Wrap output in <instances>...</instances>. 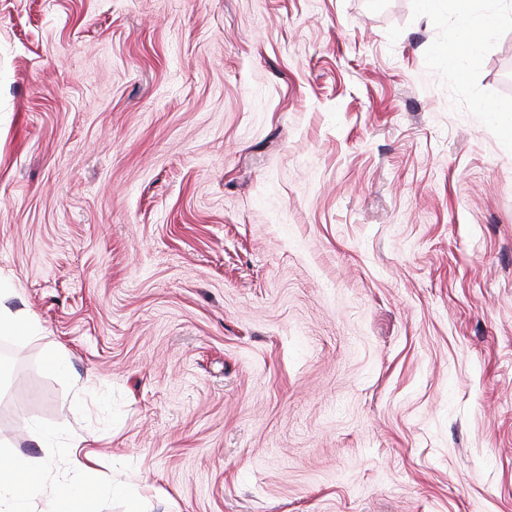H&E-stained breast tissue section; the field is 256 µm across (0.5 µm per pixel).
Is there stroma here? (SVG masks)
<instances>
[{"label": "stroma", "mask_w": 512, "mask_h": 512, "mask_svg": "<svg viewBox=\"0 0 512 512\" xmlns=\"http://www.w3.org/2000/svg\"><path fill=\"white\" fill-rule=\"evenodd\" d=\"M0 0V451L83 512H512V21ZM448 4V11L456 16L461 26L463 48L474 55L487 39L489 32L503 18V12L478 14L475 0H437ZM0 333L13 336H36L38 333V324L31 315L2 310L1 305ZM83 442L72 445L69 455L73 464V471L80 474L83 478V485L90 488L95 477V470L92 466L93 457L90 453L82 450V448H85L82 445Z\"/></svg>", "instance_id": "35a3bbf8"}]
</instances>
